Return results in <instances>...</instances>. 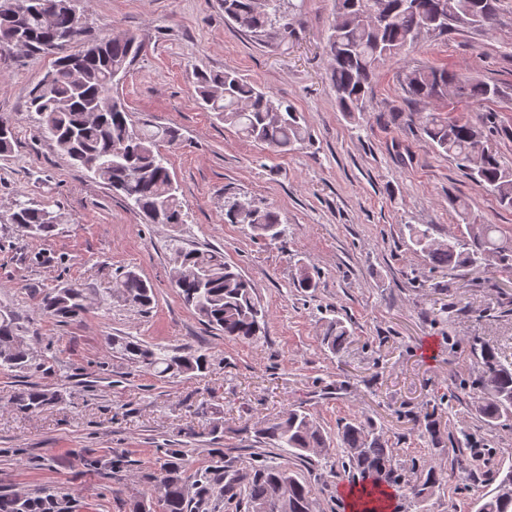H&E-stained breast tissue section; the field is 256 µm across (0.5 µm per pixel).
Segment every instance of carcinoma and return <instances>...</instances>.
Returning <instances> with one entry per match:
<instances>
[{
	"label": "carcinoma",
	"instance_id": "obj_1",
	"mask_svg": "<svg viewBox=\"0 0 512 512\" xmlns=\"http://www.w3.org/2000/svg\"><path fill=\"white\" fill-rule=\"evenodd\" d=\"M86 0H0V51L14 48L23 39L29 54H52L51 80L44 78L28 91L29 108L46 138L77 168L91 172L123 196L154 224L184 223V206L168 168L161 144L175 146L182 134L174 125L135 124L120 97L114 74L127 73L144 51L135 33L127 37L97 33L85 20ZM224 16L260 42H283L293 36L290 16L293 0H222ZM498 0H336V20L327 36L329 79L340 111L351 116L368 111L371 83L380 67L406 59L424 36L446 37L460 27L481 29L495 24ZM406 100L426 107L433 100L478 103L498 95V88L461 71L429 65H405L399 75ZM197 90L204 108L238 134L288 153L308 139L306 119L288 100L256 88L234 72H200ZM477 125L425 116L423 133L430 144L447 155L465 174L499 204L512 208V162L488 144L487 123ZM448 202L460 234L447 240L435 237L431 224H406L411 244L438 268L480 269L492 261L512 272V245L494 237L496 227L450 197ZM227 224H244L271 241L268 229L285 234L281 213L260 208L253 201L235 199L224 213ZM9 223L24 234L45 239L55 231V217L44 205L17 200ZM175 286L184 304L210 328L226 338L255 341L266 335V315L255 285L215 250L173 249ZM113 295L140 311L154 303L152 284L128 270L116 282ZM82 288L46 292L40 309L65 321L85 310ZM27 327L11 310L0 309V369L25 370L33 356L25 345ZM351 331L339 318L326 321L321 345L337 354L348 343ZM106 345L129 364L157 377L193 375L208 369L206 354L192 347L179 351L148 345L130 336H108ZM470 354L477 368L475 410L489 426L512 420V361L479 336L470 340ZM59 399V393L29 386L12 398L15 410L29 414ZM255 442L286 452L300 460L327 456L330 443L320 426L300 406L290 407L254 428ZM341 449L337 464L361 478V496L370 507L381 501L385 488L397 487L410 512L419 499L435 487L432 467L397 470L394 448L369 421L353 419L336 434ZM224 470V453L215 449L210 468L194 477L166 466L154 477L161 512H199L210 496L232 495L246 512H316V493L295 471L279 463L264 462L242 477L232 475L217 485ZM499 483L475 503V512H512V463L497 470ZM63 498L43 487L34 496L0 495V512H60Z\"/></svg>",
	"mask_w": 512,
	"mask_h": 512
}]
</instances>
